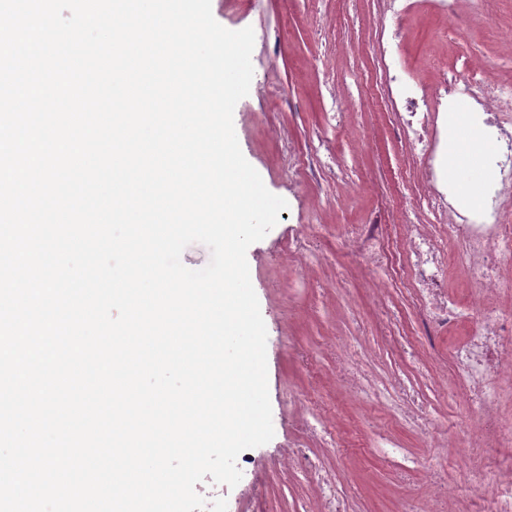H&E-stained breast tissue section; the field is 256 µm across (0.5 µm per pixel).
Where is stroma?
Returning a JSON list of instances; mask_svg holds the SVG:
<instances>
[{
  "mask_svg": "<svg viewBox=\"0 0 512 512\" xmlns=\"http://www.w3.org/2000/svg\"><path fill=\"white\" fill-rule=\"evenodd\" d=\"M211 7L225 28L254 30V75L234 127L246 160L288 207L247 250L267 328L274 437L240 454L250 473L235 487L204 478L205 500L225 497L228 512H308L318 483L283 461L284 449L303 444L322 474L339 481L351 512H396L401 498L425 497L427 467L443 448L450 491L467 512H484L489 494L470 483L466 455L453 445L480 414L462 399L452 371L436 366L437 353L462 329L424 344L417 366L403 368L387 335L418 338L421 321L396 275L398 255L390 249L382 263L364 264L341 235L347 224L400 223L420 180V161L400 140L382 71L380 41L391 27L384 0H211ZM460 8L465 25L449 28L425 9L398 32L395 42L416 79L430 83L429 59L452 63L465 55L512 76V0H461ZM335 98L350 106V134L341 141L327 125ZM310 224L327 227L316 251L285 256ZM381 281L389 288L379 304L373 287ZM348 339L373 383L388 386L399 376L418 393L419 412L440 425L436 434L392 428L376 402L337 389L339 361L329 347ZM320 418L336 420L334 444L307 435ZM388 432L414 462L408 476L382 456L379 436Z\"/></svg>",
  "mask_w": 512,
  "mask_h": 512,
  "instance_id": "35a3bbf8",
  "label": "stroma"
}]
</instances>
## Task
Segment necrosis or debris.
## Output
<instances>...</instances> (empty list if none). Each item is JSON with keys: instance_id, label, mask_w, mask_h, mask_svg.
Here are the masks:
<instances>
[{"instance_id": "1", "label": "necrosis or debris", "mask_w": 512, "mask_h": 512, "mask_svg": "<svg viewBox=\"0 0 512 512\" xmlns=\"http://www.w3.org/2000/svg\"><path fill=\"white\" fill-rule=\"evenodd\" d=\"M441 76L427 87L399 80L403 62L393 47L383 49L388 92L407 151L421 158L423 169L419 200L434 221L416 223L404 218L401 247L410 298L419 312L426 337L465 326L462 341L453 345L440 365H451L481 415L477 430L460 437V448H480L489 442L512 444V427L498 415L500 395L490 377H512V314L490 309L489 296L512 290V276L500 268L502 258L512 256V83L492 81L486 66L465 61L463 80L449 78L448 64L432 60ZM469 102L476 122L497 144L489 161L491 176L484 186L489 203L463 205V189L448 177V118L458 101ZM352 257L363 262L379 260L385 245L382 225L351 224L344 230ZM464 267L473 284L468 299L448 293V267ZM347 390L377 400L398 426L435 431L433 422L419 416L411 400L397 387H378L356 371L342 372ZM429 498H402L397 512H461L438 466H430ZM477 485L491 492V512H512V461L475 470Z\"/></svg>"}]
</instances>
